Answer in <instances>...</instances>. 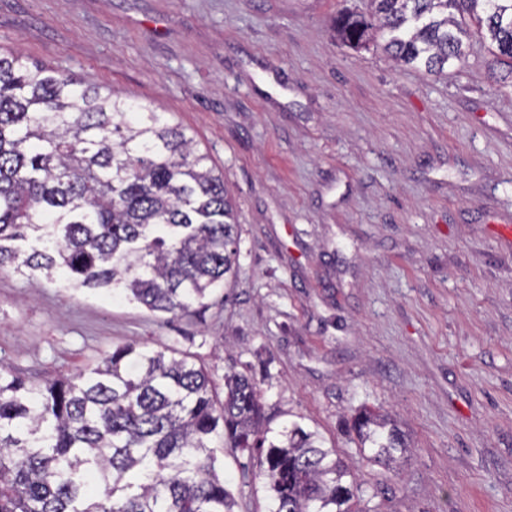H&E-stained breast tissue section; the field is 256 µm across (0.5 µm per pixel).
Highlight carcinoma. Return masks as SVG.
<instances>
[{"instance_id":"carcinoma-1","label":"carcinoma","mask_w":512,"mask_h":512,"mask_svg":"<svg viewBox=\"0 0 512 512\" xmlns=\"http://www.w3.org/2000/svg\"><path fill=\"white\" fill-rule=\"evenodd\" d=\"M379 25L336 17L351 47L429 74L495 46L512 77V0H370ZM186 128L14 51H0V271L192 316L237 275L224 180ZM254 375H224L136 342L103 365L35 384L0 360V512H234L211 444L263 478L271 512H354L353 469L298 423L270 438ZM347 431L390 466L408 444L368 407Z\"/></svg>"}]
</instances>
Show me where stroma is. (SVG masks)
I'll use <instances>...</instances> for the list:
<instances>
[{
  "instance_id": "35a3bbf8",
  "label": "stroma",
  "mask_w": 512,
  "mask_h": 512,
  "mask_svg": "<svg viewBox=\"0 0 512 512\" xmlns=\"http://www.w3.org/2000/svg\"><path fill=\"white\" fill-rule=\"evenodd\" d=\"M369 0H0V48L187 127L236 207L234 297L164 321L0 271V359L39 383L137 341L251 368L273 429L356 468V512H512V85L491 44L439 75L336 35ZM389 414L399 475L344 423ZM216 469L234 512L262 479Z\"/></svg>"
}]
</instances>
